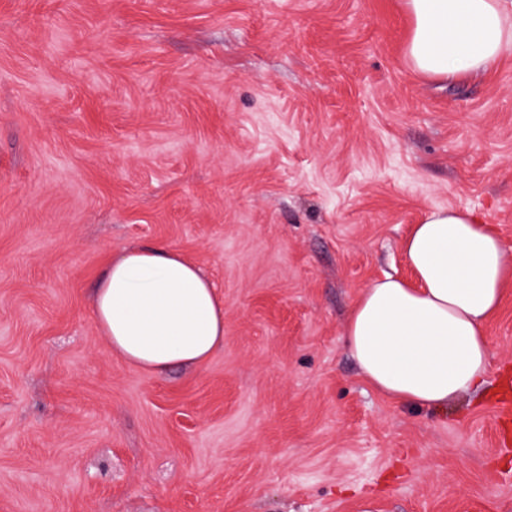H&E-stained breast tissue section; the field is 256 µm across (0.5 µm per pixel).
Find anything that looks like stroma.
Returning <instances> with one entry per match:
<instances>
[{"mask_svg":"<svg viewBox=\"0 0 512 512\" xmlns=\"http://www.w3.org/2000/svg\"><path fill=\"white\" fill-rule=\"evenodd\" d=\"M404 0H0V512H512V282L484 389H372L343 340L464 206L512 249V50L411 66ZM164 244L224 347L146 374L92 293Z\"/></svg>","mask_w":512,"mask_h":512,"instance_id":"1","label":"stroma"}]
</instances>
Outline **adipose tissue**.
Masks as SVG:
<instances>
[{"instance_id": "ef3b65f1", "label": "adipose tissue", "mask_w": 512, "mask_h": 512, "mask_svg": "<svg viewBox=\"0 0 512 512\" xmlns=\"http://www.w3.org/2000/svg\"><path fill=\"white\" fill-rule=\"evenodd\" d=\"M413 67L445 80L479 75L512 48V0H405ZM413 278L373 280L353 304L346 346L392 401L444 411L489 374L486 324L512 282V256L472 210L430 212L402 242ZM92 317L111 351L158 373L224 346V305L209 277L164 245L131 247L100 278Z\"/></svg>"}]
</instances>
